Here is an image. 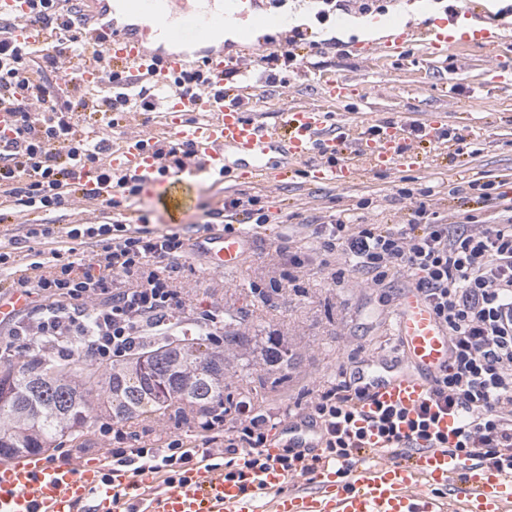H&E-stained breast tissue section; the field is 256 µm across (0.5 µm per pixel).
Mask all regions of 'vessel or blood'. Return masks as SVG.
<instances>
[{
	"label": "vessel or blood",
	"instance_id": "vessel-or-blood-1",
	"mask_svg": "<svg viewBox=\"0 0 512 512\" xmlns=\"http://www.w3.org/2000/svg\"><path fill=\"white\" fill-rule=\"evenodd\" d=\"M87 2L94 11L115 6L128 16L153 20L155 39L126 27L103 40L104 55L163 76L186 68L183 46L190 39L208 38L235 23L224 0H206L202 9L190 8L189 0ZM287 26L281 14L256 13L242 29L241 64L256 57L255 33ZM417 46L433 56L448 51L444 36L426 22L387 37L381 51L387 56ZM200 70L207 82L197 98L169 97L150 131L126 134L113 146L112 174L153 183L159 176L154 155L159 140L187 146L186 167L201 165L220 175L226 153H234L245 161L249 178L271 186L316 152L335 161L313 167L315 180L337 187L358 179L356 160L363 156L394 172L419 164V147L406 135L409 120L380 124L379 134L366 139L353 137L350 124L318 107H292L267 123L251 110L253 87L225 94L223 49H209ZM248 247L246 236L218 227L188 243L189 252L205 254L219 271L239 267ZM396 335L403 365L375 375L371 393L377 405L412 412L425 403L432 376L449 363L448 334L412 288L400 299ZM278 453V445L266 448L267 468L243 480L201 464L173 477L148 468L117 470L104 459L88 469L75 459L26 455L0 462V512H512V474L474 452L430 448L396 461L368 454L345 475L336 462L324 460L313 473L293 476L276 463Z\"/></svg>",
	"mask_w": 512,
	"mask_h": 512
}]
</instances>
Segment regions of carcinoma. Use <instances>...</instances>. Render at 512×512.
<instances>
[{"label":"carcinoma","instance_id":"carcinoma-1","mask_svg":"<svg viewBox=\"0 0 512 512\" xmlns=\"http://www.w3.org/2000/svg\"><path fill=\"white\" fill-rule=\"evenodd\" d=\"M224 313V344L200 325L189 344L174 338L145 342L136 354L101 368L71 359L30 355L0 369V460L58 447L77 438L105 416L120 421L141 415L171 416L185 408L204 418L203 426L224 422L223 405L241 406L252 389L228 390L240 377L262 388L288 379L295 360L280 337L269 336L257 356L245 359L252 337Z\"/></svg>","mask_w":512,"mask_h":512}]
</instances>
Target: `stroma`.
I'll return each instance as SVG.
<instances>
[{
	"mask_svg": "<svg viewBox=\"0 0 512 512\" xmlns=\"http://www.w3.org/2000/svg\"><path fill=\"white\" fill-rule=\"evenodd\" d=\"M309 0H286L282 12L290 26H309L321 38H339L341 52H317L308 48L296 72L287 73V88L265 81L263 69L250 65L256 88L254 111L267 121L279 120L285 105L321 106L343 120L368 115L378 121L400 119L411 112L425 115L437 110L448 114L450 139H436L422 148L419 168L391 173L362 160L360 180L339 189L315 181L306 167L289 173L278 186L269 187L233 170L224 181H215L207 170H187L173 180L159 179L143 186L139 195L125 200L124 214L133 224L156 233H175L181 238L202 236L209 210L221 207L225 197H258L273 221L249 230L250 249L235 270H210L204 255H186L181 276L191 288L186 312L195 318L212 306L241 311L242 326L258 338L277 336L297 352L300 361L288 379L275 389H262L251 399L252 411L269 416L268 437L277 439L289 409L309 402L336 382L341 368H352L368 359H388L398 344L394 334L395 312L409 278L395 276L388 288H369L353 279L332 280L327 271L310 264L297 273V285L260 299L253 284L282 280L289 268L275 253L281 236L289 235L310 246L312 225L331 215L361 213L371 224L400 228L411 216L398 199L400 188H431V203L443 222L463 221L471 205L467 199L473 180L493 182L512 194V86L494 82L491 55L480 34L455 41L454 55L408 54L390 59L375 53L394 23H418L428 19L442 27L447 8L441 0H386L383 9L359 16L345 12L344 23L319 20ZM351 80L348 98L328 97L321 82L326 74ZM174 196L179 209L167 208L164 199ZM368 201L358 209L359 201ZM130 428L149 448H161L179 438L201 443L206 432L198 419L150 417Z\"/></svg>",
	"mask_w": 512,
	"mask_h": 512,
	"instance_id": "stroma-1",
	"label": "stroma"
}]
</instances>
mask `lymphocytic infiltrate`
Returning a JSON list of instances; mask_svg holds the SVG:
<instances>
[{
  "mask_svg": "<svg viewBox=\"0 0 512 512\" xmlns=\"http://www.w3.org/2000/svg\"><path fill=\"white\" fill-rule=\"evenodd\" d=\"M35 2L28 15H0V113L12 116L15 134L11 149L0 152V196L9 201L0 223L29 217L26 236L47 246L48 255L30 262V275L12 278L11 287L29 296V308L0 340L25 355H78L109 364L144 337L188 322L179 278L183 239L131 227L114 214L118 195H137L140 186L103 167L112 152V115L156 111L157 98L174 93L195 96L201 74L191 68L168 80L145 79L127 65L88 84L85 68L101 59L104 46L81 36L88 21L84 0ZM59 9L67 14L61 23ZM29 24L52 31V38L37 46L18 42L14 30ZM91 181L105 189L99 205L110 210L109 220L66 229L40 220L47 211L81 210ZM469 188L476 203L499 200L504 217L491 224H446L427 198L406 190L400 197L412 215L408 229L344 216L315 225L313 252L280 238L277 256L296 268L315 254L338 279L353 273L374 288L386 287L397 274L413 279L448 332L450 363L432 379L430 405L444 404L460 419L450 438L437 429L430 406L413 415L385 408L364 416L368 374L343 371L295 415L319 427L321 456L307 459L300 449L284 446L277 462L287 474L314 472L323 457L354 465L366 446L393 460L415 448L450 446L512 462V196L477 180ZM267 427V416L244 409L225 428L223 447L188 448L174 439L161 449L127 447L130 432L116 426L112 460L179 476L195 460L220 458L227 477L240 478L267 467Z\"/></svg>",
  "mask_w": 512,
  "mask_h": 512,
  "instance_id": "obj_1",
  "label": "lymphocytic infiltrate"
}]
</instances>
